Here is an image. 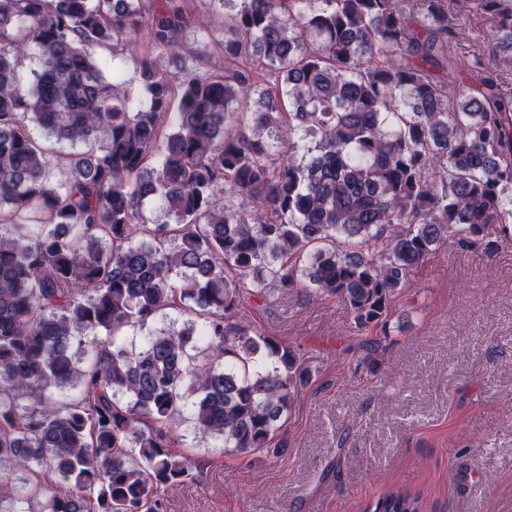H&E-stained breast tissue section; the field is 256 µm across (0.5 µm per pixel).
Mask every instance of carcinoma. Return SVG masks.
<instances>
[{
	"instance_id": "cac0c4a2",
	"label": "carcinoma",
	"mask_w": 512,
	"mask_h": 512,
	"mask_svg": "<svg viewBox=\"0 0 512 512\" xmlns=\"http://www.w3.org/2000/svg\"><path fill=\"white\" fill-rule=\"evenodd\" d=\"M141 2L0 0V512H163L207 465L174 449L187 405L224 451L277 452L311 371L244 301L307 288L368 330L448 236L512 241V93L451 49L476 9L512 51V0H241L203 28L218 67L186 49L192 0ZM168 309L195 319L128 350ZM106 77L112 81V76H117L126 87L129 97L141 103L144 102V94L139 77L132 69L128 68L121 60L111 61L105 70Z\"/></svg>"
}]
</instances>
